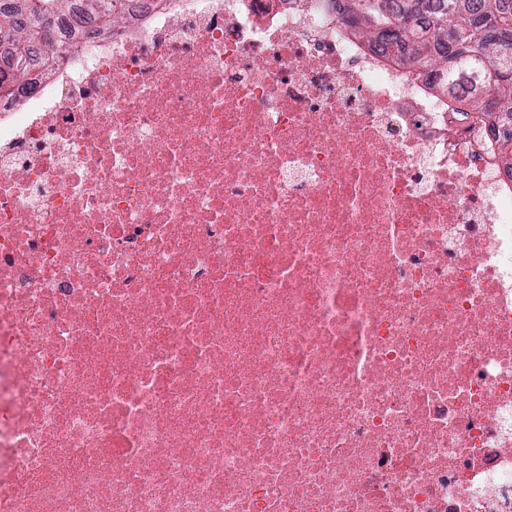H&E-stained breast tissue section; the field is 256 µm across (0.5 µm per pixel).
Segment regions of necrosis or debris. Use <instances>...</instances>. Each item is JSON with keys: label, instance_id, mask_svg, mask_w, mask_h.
Instances as JSON below:
<instances>
[{"label": "necrosis or debris", "instance_id": "4bbe7bcc", "mask_svg": "<svg viewBox=\"0 0 512 512\" xmlns=\"http://www.w3.org/2000/svg\"><path fill=\"white\" fill-rule=\"evenodd\" d=\"M0 98V512H512V171L329 0H126Z\"/></svg>", "mask_w": 512, "mask_h": 512}]
</instances>
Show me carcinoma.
Returning <instances> with one entry per match:
<instances>
[{"instance_id":"1","label":"carcinoma","mask_w":512,"mask_h":512,"mask_svg":"<svg viewBox=\"0 0 512 512\" xmlns=\"http://www.w3.org/2000/svg\"><path fill=\"white\" fill-rule=\"evenodd\" d=\"M120 0H83L96 31L107 32ZM341 19L391 63L418 70L441 93L473 109L512 117V0H334ZM69 0H10L0 9V96L28 83L34 57L50 68L69 51L56 18Z\"/></svg>"}]
</instances>
